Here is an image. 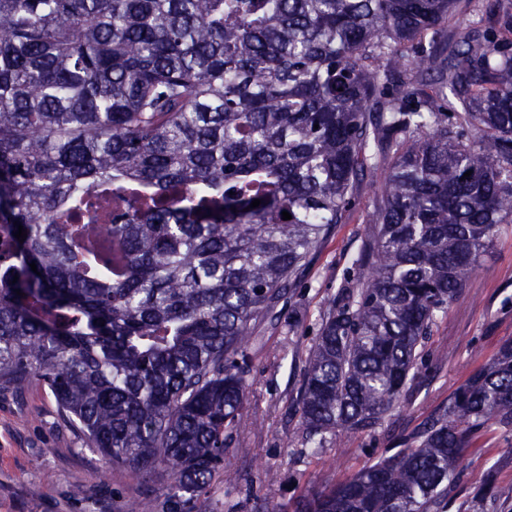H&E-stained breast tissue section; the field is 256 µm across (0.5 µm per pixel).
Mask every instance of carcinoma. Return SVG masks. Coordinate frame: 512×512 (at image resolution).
Listing matches in <instances>:
<instances>
[{
	"label": "carcinoma",
	"instance_id": "cac0c4a2",
	"mask_svg": "<svg viewBox=\"0 0 512 512\" xmlns=\"http://www.w3.org/2000/svg\"><path fill=\"white\" fill-rule=\"evenodd\" d=\"M455 4L0 0V387L44 383L87 447L168 475L160 512H208L257 426L251 325L368 178L362 276L321 323L297 412L316 448L373 428L512 223V14L489 0L447 56ZM489 423L512 427V343L415 447L294 512H438Z\"/></svg>",
	"mask_w": 512,
	"mask_h": 512
}]
</instances>
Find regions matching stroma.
I'll use <instances>...</instances> for the list:
<instances>
[{
	"mask_svg": "<svg viewBox=\"0 0 512 512\" xmlns=\"http://www.w3.org/2000/svg\"><path fill=\"white\" fill-rule=\"evenodd\" d=\"M379 192L367 181L357 186L358 206L310 255L273 318L252 325L245 413L260 425L241 432L226 454L233 479L209 486L213 512H260L268 497L291 504L410 447L412 434L512 342V224H505L460 298L437 314L422 347L428 368L398 405L372 431H340L320 448L307 443L295 404L309 354L338 292L359 278L354 261L372 234ZM269 471L278 473L276 485L267 483ZM168 483L164 475L144 481L106 464L41 382L0 389V512H122L134 499L163 500ZM445 512H512V428L490 424L476 434Z\"/></svg>",
	"mask_w": 512,
	"mask_h": 512,
	"instance_id": "stroma-1",
	"label": "stroma"
}]
</instances>
